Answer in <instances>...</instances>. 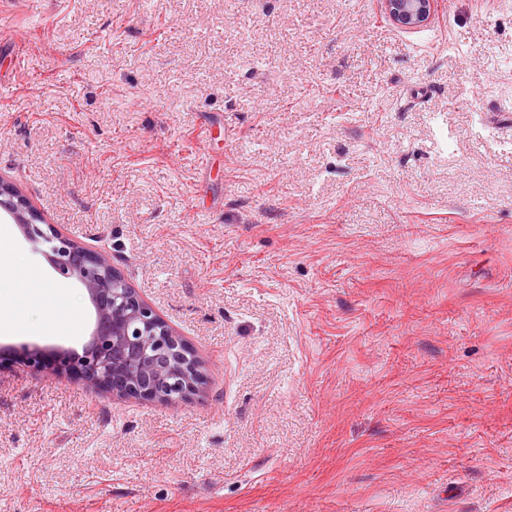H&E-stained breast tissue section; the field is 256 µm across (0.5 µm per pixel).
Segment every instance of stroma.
Returning a JSON list of instances; mask_svg holds the SVG:
<instances>
[{"label":"stroma","mask_w":512,"mask_h":512,"mask_svg":"<svg viewBox=\"0 0 512 512\" xmlns=\"http://www.w3.org/2000/svg\"><path fill=\"white\" fill-rule=\"evenodd\" d=\"M512 0L0 7V174L184 340L87 389L85 290L0 219V512H512ZM380 10L394 27L411 31L433 19L438 0H381Z\"/></svg>","instance_id":"1"}]
</instances>
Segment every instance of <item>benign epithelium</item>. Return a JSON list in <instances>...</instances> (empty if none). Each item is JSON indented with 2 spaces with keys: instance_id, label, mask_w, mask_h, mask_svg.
<instances>
[{
  "instance_id": "1",
  "label": "benign epithelium",
  "mask_w": 512,
  "mask_h": 512,
  "mask_svg": "<svg viewBox=\"0 0 512 512\" xmlns=\"http://www.w3.org/2000/svg\"><path fill=\"white\" fill-rule=\"evenodd\" d=\"M437 6L438 0H380V10L390 24L406 31L430 23ZM2 213L60 275L85 288L95 310L94 328L82 351L27 345L24 355L29 361L75 359L87 387H109L119 398L177 406L200 390V362L179 334L128 285L108 251L91 249L63 234L0 175Z\"/></svg>"
}]
</instances>
